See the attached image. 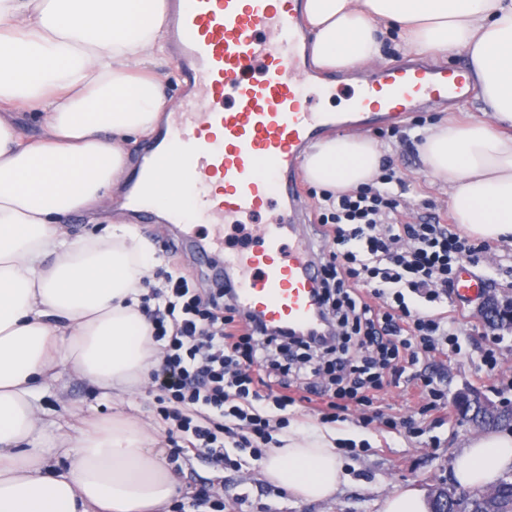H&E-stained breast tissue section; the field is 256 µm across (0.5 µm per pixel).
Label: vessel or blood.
I'll return each instance as SVG.
<instances>
[{
    "instance_id": "b4317fda",
    "label": "vessel or blood",
    "mask_w": 512,
    "mask_h": 512,
    "mask_svg": "<svg viewBox=\"0 0 512 512\" xmlns=\"http://www.w3.org/2000/svg\"><path fill=\"white\" fill-rule=\"evenodd\" d=\"M171 36L185 80L180 112L161 136L163 151L148 148L145 179L131 203L148 213L152 182L169 162L183 160L196 199L213 224H236L269 209L294 190L300 158L323 132L351 125L350 112H316L307 88L305 32L297 0H172ZM277 39H270V32ZM463 69L395 64L372 73L354 94L358 107L397 116L424 99L470 98ZM295 206L255 240L224 255L217 287L271 329L310 333L320 327L316 294L319 261L311 236L297 234ZM456 294L479 293L483 281L461 269Z\"/></svg>"
}]
</instances>
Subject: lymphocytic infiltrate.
<instances>
[{
    "label": "lymphocytic infiltrate",
    "mask_w": 512,
    "mask_h": 512,
    "mask_svg": "<svg viewBox=\"0 0 512 512\" xmlns=\"http://www.w3.org/2000/svg\"><path fill=\"white\" fill-rule=\"evenodd\" d=\"M397 176L384 167L380 187L324 192L318 220L324 242L323 276L317 295L320 314L338 327L326 337L270 331L254 319L221 316L219 295L203 297L185 276L169 281L163 308L140 306L151 338L162 343L160 372L152 381L164 402L170 436L205 449L219 469L235 467L225 444L262 457L272 428H286L294 397L267 389L277 364L267 363L271 347L297 348L304 368L314 352L336 353L328 366V390L337 402L371 406L383 370L403 373L419 354L460 353L448 319L430 314L453 288L464 261L478 249L439 218L404 221L390 189ZM271 401L274 415L261 414Z\"/></svg>",
    "instance_id": "f902f5d3"
}]
</instances>
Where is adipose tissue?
<instances>
[{"instance_id": "ef3b65f1", "label": "adipose tissue", "mask_w": 512, "mask_h": 512, "mask_svg": "<svg viewBox=\"0 0 512 512\" xmlns=\"http://www.w3.org/2000/svg\"><path fill=\"white\" fill-rule=\"evenodd\" d=\"M167 0H0V512H170L177 481L149 425L128 418L60 428L41 445L42 388L83 376L115 398L158 361L138 307L157 260L124 221L71 237L68 214L121 194L130 139L180 103L145 66L168 54ZM314 65L360 70L384 60L388 29L432 63L465 54L480 114L422 131L423 171L447 186L454 219L477 240L512 242V0H304ZM41 118L43 138L14 114ZM384 149L363 135L313 142L311 183L376 184ZM512 472V432L468 439L452 462L471 490ZM265 477L298 500L329 502L344 482L334 444L292 437Z\"/></svg>"}]
</instances>
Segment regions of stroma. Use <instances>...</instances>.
I'll use <instances>...</instances> for the list:
<instances>
[{"instance_id": "stroma-1", "label": "stroma", "mask_w": 512, "mask_h": 512, "mask_svg": "<svg viewBox=\"0 0 512 512\" xmlns=\"http://www.w3.org/2000/svg\"><path fill=\"white\" fill-rule=\"evenodd\" d=\"M448 111L427 104L417 106L409 116L378 117L356 125L357 133L370 136L387 147V160L402 178L400 212L403 217L449 215L448 190L424 176L418 144L420 127L443 118ZM122 218L137 224V233L147 239L160 257V272L144 284L145 290L163 287L164 272L179 270L194 278L198 288L210 292L215 275L224 270V257L213 254L205 260L186 242L188 227L199 232L210 226L200 220L183 224H143L137 213L103 210L98 215L79 210L69 214L65 222L71 234H106L110 219ZM467 267L479 276L485 286L501 288L512 295V245L489 242ZM459 334L460 354L420 357L416 365L407 367V375L430 374L444 393L443 402L427 409L426 399L414 390L386 377L373 406L368 410L350 407L332 425L321 424L312 404L304 401L290 406L293 416L289 426L273 432L272 447L287 445L289 436H318L329 432L338 439L359 444L357 457L342 456L347 475L334 501L301 502L263 478L262 461L254 460L249 451L230 449L229 455L238 465L224 470L213 467L205 456L188 450L174 454L167 425L159 414L157 391L144 385L124 399L104 396L84 380L68 378L66 391L48 385L40 394L39 404L45 410V440H52L60 423L79 424L87 418L97 422L111 421L125 415L154 428L164 450L166 466L178 479L171 512H378L380 496L396 488L422 491L444 484L454 486L451 461L472 435L453 405L457 393L474 389L493 401L512 409V332L492 334L476 317L475 302L461 303L449 297L441 305ZM494 345L498 365L486 371L482 355L487 345ZM395 418L396 428H387L386 418Z\"/></svg>"}]
</instances>
